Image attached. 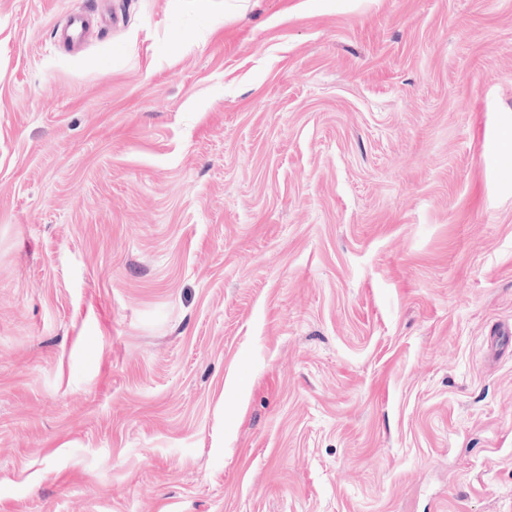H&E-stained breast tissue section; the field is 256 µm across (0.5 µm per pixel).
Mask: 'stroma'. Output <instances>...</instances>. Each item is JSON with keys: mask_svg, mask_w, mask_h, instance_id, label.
I'll list each match as a JSON object with an SVG mask.
<instances>
[{"mask_svg": "<svg viewBox=\"0 0 512 512\" xmlns=\"http://www.w3.org/2000/svg\"><path fill=\"white\" fill-rule=\"evenodd\" d=\"M503 324L512 0H0V512H512ZM89 20L85 13H74L69 16L65 27L57 29V42L66 46H80L87 37Z\"/></svg>", "mask_w": 512, "mask_h": 512, "instance_id": "35a3bbf8", "label": "stroma"}]
</instances>
